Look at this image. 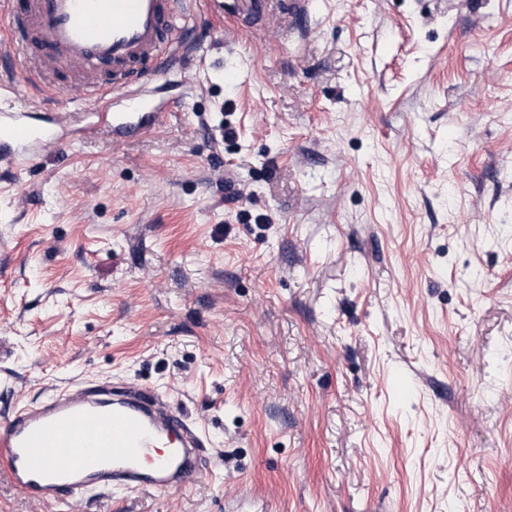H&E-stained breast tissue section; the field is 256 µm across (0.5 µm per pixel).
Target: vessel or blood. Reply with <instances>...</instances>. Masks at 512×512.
Listing matches in <instances>:
<instances>
[{"instance_id":"vessel-or-blood-1","label":"vessel or blood","mask_w":512,"mask_h":512,"mask_svg":"<svg viewBox=\"0 0 512 512\" xmlns=\"http://www.w3.org/2000/svg\"><path fill=\"white\" fill-rule=\"evenodd\" d=\"M195 0H0L18 23L14 51L0 66V163L32 162L79 128L85 136L120 134L110 110L113 87L86 80L87 68L138 75L147 60L164 71L179 63L183 42L171 30ZM67 71L82 98L99 108L51 112L43 124L10 98L20 73ZM203 433L161 392L150 387L79 382L18 408L0 423V482L38 503L82 492L179 490L210 476Z\"/></svg>"}]
</instances>
